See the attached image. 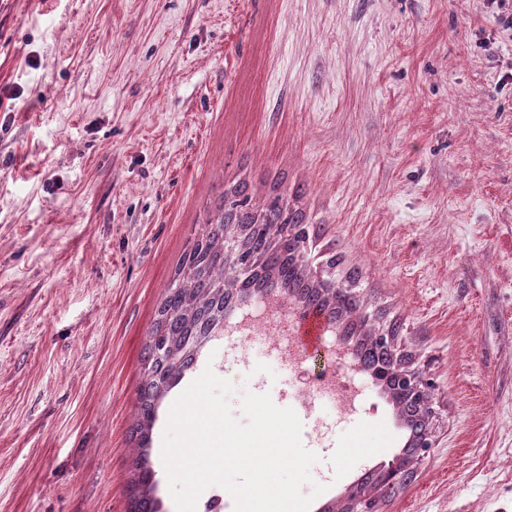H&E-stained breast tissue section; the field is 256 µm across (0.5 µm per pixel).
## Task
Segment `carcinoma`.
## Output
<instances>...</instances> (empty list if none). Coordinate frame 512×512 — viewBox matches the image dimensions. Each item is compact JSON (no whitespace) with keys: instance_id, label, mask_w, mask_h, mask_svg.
Returning a JSON list of instances; mask_svg holds the SVG:
<instances>
[{"instance_id":"cac0c4a2","label":"carcinoma","mask_w":512,"mask_h":512,"mask_svg":"<svg viewBox=\"0 0 512 512\" xmlns=\"http://www.w3.org/2000/svg\"><path fill=\"white\" fill-rule=\"evenodd\" d=\"M306 214L288 200V190L273 187L254 197L237 185L224 192L221 204L194 231L175 277L158 305L144 348L132 437L134 478L129 485V512H163L150 460L152 431L165 396L193 369L203 348L224 337V316L259 293L279 289L302 309L315 307L331 325L351 330L365 325L357 295L318 278L309 268L310 232ZM239 242L238 254L224 261V225ZM364 367L383 378L400 409L421 412L406 398L395 354L368 334L358 344Z\"/></svg>"}]
</instances>
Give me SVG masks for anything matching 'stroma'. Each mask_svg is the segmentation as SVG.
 Segmentation results:
<instances>
[{
    "label": "stroma",
    "mask_w": 512,
    "mask_h": 512,
    "mask_svg": "<svg viewBox=\"0 0 512 512\" xmlns=\"http://www.w3.org/2000/svg\"><path fill=\"white\" fill-rule=\"evenodd\" d=\"M300 194L313 258L434 382L433 445L376 512H512V0H0V512H127L155 311L224 190ZM232 406L289 375L213 341ZM301 441L312 512L394 466L370 381Z\"/></svg>",
    "instance_id": "obj_1"
}]
</instances>
